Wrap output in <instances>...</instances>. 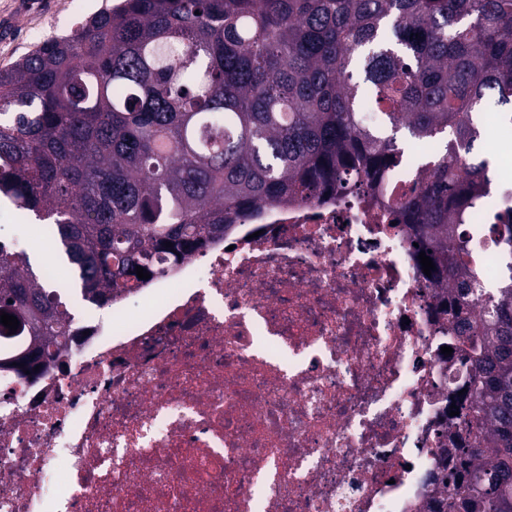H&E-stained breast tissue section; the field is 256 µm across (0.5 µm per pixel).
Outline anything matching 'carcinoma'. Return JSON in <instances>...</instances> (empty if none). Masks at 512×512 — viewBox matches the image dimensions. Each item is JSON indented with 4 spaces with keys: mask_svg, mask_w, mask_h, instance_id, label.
Segmentation results:
<instances>
[{
    "mask_svg": "<svg viewBox=\"0 0 512 512\" xmlns=\"http://www.w3.org/2000/svg\"><path fill=\"white\" fill-rule=\"evenodd\" d=\"M490 95L512 110V0H118L0 69V195L51 235L82 301L106 306L143 283L135 267L165 273L156 257L186 258L244 210L385 188L402 130L440 143L391 211L463 341L433 510L512 512V222L491 225L498 288L454 225L490 183L476 149ZM1 311L29 339L1 370L65 346L69 304L2 243Z\"/></svg>",
    "mask_w": 512,
    "mask_h": 512,
    "instance_id": "obj_1",
    "label": "carcinoma"
}]
</instances>
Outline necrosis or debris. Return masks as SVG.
I'll return each mask as SVG.
<instances>
[{"mask_svg":"<svg viewBox=\"0 0 512 512\" xmlns=\"http://www.w3.org/2000/svg\"><path fill=\"white\" fill-rule=\"evenodd\" d=\"M410 182L238 218L31 378L0 370V512H432L460 341L390 223ZM494 213L512 183L464 217L491 284Z\"/></svg>","mask_w":512,"mask_h":512,"instance_id":"1","label":"necrosis or debris"}]
</instances>
